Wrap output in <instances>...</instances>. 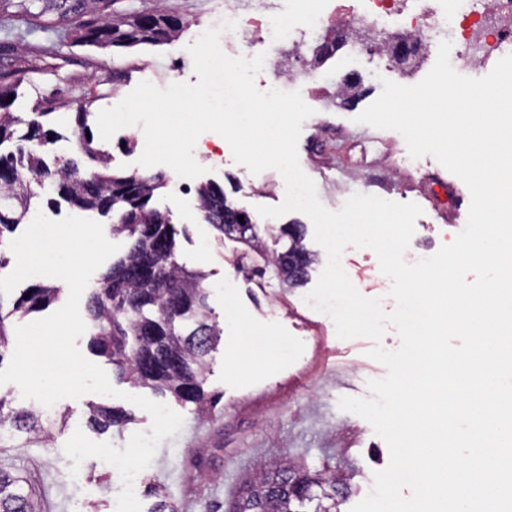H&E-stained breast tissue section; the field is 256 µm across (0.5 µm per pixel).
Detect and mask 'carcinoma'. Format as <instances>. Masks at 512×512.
Wrapping results in <instances>:
<instances>
[{"mask_svg": "<svg viewBox=\"0 0 512 512\" xmlns=\"http://www.w3.org/2000/svg\"><path fill=\"white\" fill-rule=\"evenodd\" d=\"M115 0H0L3 41L0 46L16 53L13 68L0 74V147L12 143L15 149L0 151V244L4 233L23 223L31 207L41 198L39 189L50 183L57 195L76 207L102 215L119 213L112 234L131 240L127 254L112 263L92 289L87 311L90 348L112 363L113 372L133 386L148 387L170 395L178 402L207 403L204 391L208 357L222 330L212 316L208 292L203 286L207 274L190 271L175 255L174 225L168 216L149 207L154 191L164 181L161 174L107 172L108 158L93 147L87 137L86 113H76L77 143L73 156L49 165L30 144H43L51 135L38 118L66 106L54 96L44 97L36 118L26 122L23 133L16 126L23 120L10 112V95L35 69L17 55L27 36L41 32L46 37L84 45L127 47L161 44L173 40L184 22L166 9L135 11L119 15L105 13ZM27 24L22 30L13 21ZM197 209L208 213L212 226L227 237H235L253 249H261L256 225L226 224L224 211L231 210L224 190L210 184L197 189ZM279 239L287 240L280 252L266 259L280 279L296 287L304 284L316 257L305 248L304 229L298 224L280 228ZM59 289L33 286L24 291L8 312L0 302V364L9 353L7 320L49 306ZM0 398V447L48 442L56 426L66 422L63 415H51L37 408L4 411ZM130 421L114 409L94 407L89 424L99 430L121 428ZM295 467L285 462L275 470L262 468L232 512H337L336 488L349 489L345 475L307 473L303 496L288 491V474ZM147 492L156 498L151 512H178L165 487L154 479L146 482ZM0 512H40L38 501L26 490L23 479L0 470Z\"/></svg>", "mask_w": 512, "mask_h": 512, "instance_id": "obj_1", "label": "carcinoma"}]
</instances>
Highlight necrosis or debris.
<instances>
[{
    "label": "necrosis or debris",
    "mask_w": 512,
    "mask_h": 512,
    "mask_svg": "<svg viewBox=\"0 0 512 512\" xmlns=\"http://www.w3.org/2000/svg\"><path fill=\"white\" fill-rule=\"evenodd\" d=\"M288 11L260 0H225L224 52L251 58L260 48L289 44L288 57L274 68L280 81L313 96L314 69L305 51L310 37L321 33L339 43L342 55L387 57L385 41L407 40L413 60L436 58L440 40L452 42L450 62L469 74L512 53V0H292Z\"/></svg>",
    "instance_id": "4bbe7bcc"
}]
</instances>
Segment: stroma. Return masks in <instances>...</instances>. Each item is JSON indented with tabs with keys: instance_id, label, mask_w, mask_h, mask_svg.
I'll return each mask as SVG.
<instances>
[{
	"instance_id": "stroma-1",
	"label": "stroma",
	"mask_w": 512,
	"mask_h": 512,
	"mask_svg": "<svg viewBox=\"0 0 512 512\" xmlns=\"http://www.w3.org/2000/svg\"><path fill=\"white\" fill-rule=\"evenodd\" d=\"M158 3L185 22L176 40L129 48L67 44L52 54L31 49L29 58L38 73L33 83L17 87L12 112L32 119L39 96L66 93L68 85L74 84L94 94L86 123L96 127L99 112L119 103L141 82L140 67L146 62L153 67L157 87L197 83L187 48L223 18L224 0H119L118 7L142 11ZM116 67L126 72L117 83L112 80ZM353 68L360 83L350 103L325 99L324 111L303 123L300 166L331 210L340 209L356 192L419 204L423 213L416 220L407 254L433 255L440 233L453 239L464 228L468 188L430 156L421 157L417 171H405L400 165L407 152L403 137L355 121L380 95L381 79L416 83L429 68L421 66L405 77L367 56L360 57ZM144 144L143 132L125 127L97 146L109 153L112 171L128 174L136 168ZM199 163L204 172L197 176V183L219 184L235 207L254 214L257 234L268 251H275L281 225H303L304 243L319 258L309 275L310 281H317L326 253L314 240L311 220L299 212L278 218L254 213L256 206L281 203L284 191L275 185L277 171L251 174L229 152L222 160L203 157ZM162 172L165 184L155 191L150 204L170 214L179 263L207 273L209 304L223 334L209 355L204 384L208 404L201 408L164 397V404L184 421L179 432L163 439L145 476L164 485L179 512H228L258 465L287 460L303 471L350 475L351 489L340 506V512H350L370 491L374 472L385 469L390 459L387 443L369 423L338 407L341 397L368 396V380L385 376V367L368 355L376 343L365 337L339 339L332 319L305 303L308 287H288L273 267L246 253L243 244L220 238L195 210V193L179 191L170 167ZM343 257L350 262L348 276L357 290L379 299L385 311H393L391 281L382 277L375 252L350 246ZM112 385L120 390V397L87 394L57 402L56 411L65 416L66 425L51 442L0 448V469L23 478L40 502L41 512H115L118 477L92 457L80 465V485H72L63 450L78 428L91 440L120 449L134 433L149 430V414L128 397L150 396V389L117 379ZM93 403L123 409L133 420L106 433L93 431L88 423Z\"/></svg>"
}]
</instances>
